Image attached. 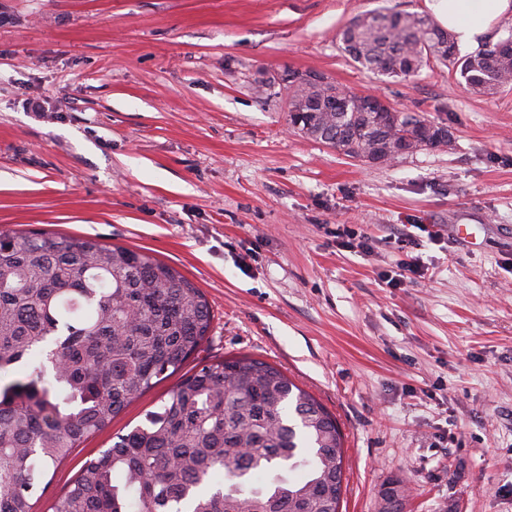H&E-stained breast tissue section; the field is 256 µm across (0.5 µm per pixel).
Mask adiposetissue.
I'll use <instances>...</instances> for the list:
<instances>
[{
  "label": "adipose tissue",
  "mask_w": 512,
  "mask_h": 512,
  "mask_svg": "<svg viewBox=\"0 0 512 512\" xmlns=\"http://www.w3.org/2000/svg\"><path fill=\"white\" fill-rule=\"evenodd\" d=\"M425 4L465 47L478 45L502 18L512 15V0H425Z\"/></svg>",
  "instance_id": "1"
}]
</instances>
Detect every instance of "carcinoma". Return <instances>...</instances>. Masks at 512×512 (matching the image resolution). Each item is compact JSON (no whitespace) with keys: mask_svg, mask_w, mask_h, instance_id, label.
<instances>
[{"mask_svg":"<svg viewBox=\"0 0 512 512\" xmlns=\"http://www.w3.org/2000/svg\"><path fill=\"white\" fill-rule=\"evenodd\" d=\"M343 51L394 81L432 62L474 96L512 85V50L452 54L419 13L373 11L340 32ZM297 132L386 163L408 112H364L333 81L289 89ZM209 303L169 264L92 237L0 234V512H33L50 464L178 372L211 327ZM39 355L35 363L27 362ZM335 417L271 364L202 360L145 423L87 460L52 512H339Z\"/></svg>","mask_w":512,"mask_h":512,"instance_id":"cac0c4a2","label":"carcinoma"}]
</instances>
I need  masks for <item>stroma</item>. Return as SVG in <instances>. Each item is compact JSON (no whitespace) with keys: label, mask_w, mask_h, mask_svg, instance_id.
I'll return each mask as SVG.
<instances>
[{"label":"stroma","mask_w":512,"mask_h":512,"mask_svg":"<svg viewBox=\"0 0 512 512\" xmlns=\"http://www.w3.org/2000/svg\"><path fill=\"white\" fill-rule=\"evenodd\" d=\"M371 11L427 8L0 0V233L140 249L201 288L200 358L270 363L335 416L341 512H512V87L475 97L440 64L397 82L361 68L339 33ZM290 70L444 123L453 146L344 156L290 128ZM340 224L371 252L340 246ZM405 254L425 277L387 285ZM194 366L49 466L33 512Z\"/></svg>","instance_id":"stroma-1"}]
</instances>
